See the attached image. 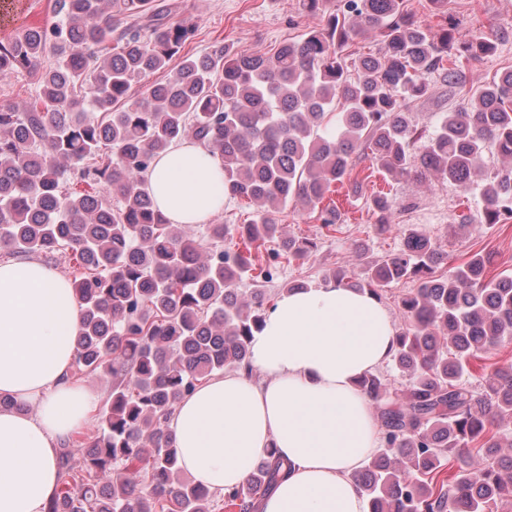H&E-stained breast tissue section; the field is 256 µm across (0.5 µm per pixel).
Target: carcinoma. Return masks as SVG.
Here are the masks:
<instances>
[{"instance_id": "cac0c4a2", "label": "carcinoma", "mask_w": 512, "mask_h": 512, "mask_svg": "<svg viewBox=\"0 0 512 512\" xmlns=\"http://www.w3.org/2000/svg\"><path fill=\"white\" fill-rule=\"evenodd\" d=\"M57 20L0 41V76L34 73L40 88L22 107L0 106V253L69 256L82 306L74 374L111 379L98 427L86 441L61 444L63 485L48 512H215L216 498L255 512L283 463L260 456L239 487L220 496L183 478L168 422L204 378L228 368L252 371L250 340L266 313L260 270L224 251L227 226L207 240L163 216L143 173L186 139L218 155L224 192L258 206L238 227L249 244L279 233L275 209L290 202L319 212L360 152L396 177L428 173L479 192L481 214L467 223L512 218V69L479 95L443 113L419 157L405 101L426 95V72L460 88L444 65L454 29L431 31L403 0H342L327 27L280 46L271 56L215 42L185 57L161 83L155 72L189 45L192 16L166 0H55ZM378 30L382 51L349 71L345 50ZM496 44L473 35L459 54L480 58ZM52 55L55 65L43 70ZM141 97L132 98L134 85ZM505 166L489 172L484 149ZM384 232L393 223L385 196L369 200ZM404 248L366 263V290L419 280L402 300L404 323L392 361L407 385L393 390L369 374L361 391L378 411L383 450L354 475L369 512H497L512 500V364L492 368L478 392L463 382L471 362L512 342V276L490 278L476 255L440 278L448 253L421 231L400 228ZM288 258L312 242L282 240ZM456 472L438 479L441 461Z\"/></svg>"}]
</instances>
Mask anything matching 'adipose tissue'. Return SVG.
<instances>
[{"mask_svg": "<svg viewBox=\"0 0 512 512\" xmlns=\"http://www.w3.org/2000/svg\"><path fill=\"white\" fill-rule=\"evenodd\" d=\"M161 212L201 224L224 206L220 159L171 145L145 175ZM82 311L71 283L35 260L0 263V393L28 407L0 411V512H47L60 485L58 445L87 426L96 395L71 376ZM395 334L374 297L333 283L282 293L242 371L197 386L169 428L185 474L215 493L242 484L274 449L287 473L259 512H368L351 474L381 445L357 380L389 362Z\"/></svg>", "mask_w": 512, "mask_h": 512, "instance_id": "obj_1", "label": "adipose tissue"}]
</instances>
